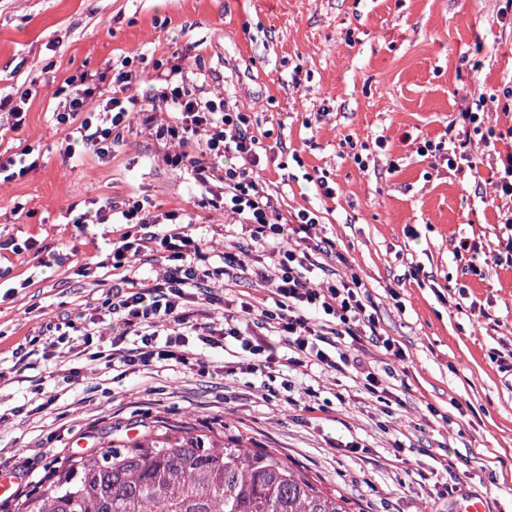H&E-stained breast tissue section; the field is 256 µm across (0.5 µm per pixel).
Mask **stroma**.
<instances>
[{"label": "stroma", "mask_w": 512, "mask_h": 512, "mask_svg": "<svg viewBox=\"0 0 512 512\" xmlns=\"http://www.w3.org/2000/svg\"><path fill=\"white\" fill-rule=\"evenodd\" d=\"M506 0H0V95L28 94L27 120L0 119V149L31 146L40 165L0 181V469L45 482L74 457L152 431L187 429L239 438L283 459L346 512H464L470 495L486 512H512V265L474 275L453 253L464 237L502 251L500 211L488 198L495 158L478 175L453 171L424 142H447L464 109L482 106L483 129L512 152V111L483 94L512 89V10ZM193 68L204 95L236 101L267 155L261 176L282 213L318 215L317 254L327 278L354 268L363 300L407 359L383 405L354 371L281 368L229 374L231 351L204 349L217 370L126 371L33 355L23 376L12 352L59 316L95 307L123 276L152 283L162 253L112 269L122 224L75 218L130 197L194 215L192 179L167 166L135 124L100 160L70 143L54 111L66 80L129 59L133 92L152 93L171 55ZM223 217L189 225L210 263H238L199 302L198 322H218L240 302L268 294L256 266L268 251ZM35 238L17 255L6 241ZM277 397L268 402L267 391ZM52 406L41 408L42 398Z\"/></svg>", "instance_id": "35a3bbf8"}]
</instances>
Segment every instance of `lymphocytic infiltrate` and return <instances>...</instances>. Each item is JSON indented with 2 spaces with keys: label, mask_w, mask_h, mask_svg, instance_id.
Masks as SVG:
<instances>
[{
  "label": "lymphocytic infiltrate",
  "mask_w": 512,
  "mask_h": 512,
  "mask_svg": "<svg viewBox=\"0 0 512 512\" xmlns=\"http://www.w3.org/2000/svg\"><path fill=\"white\" fill-rule=\"evenodd\" d=\"M133 80L132 71L122 67L109 78L102 74L92 78L84 72L71 76L70 91L55 112L57 124L75 129L85 147L103 159L130 131L132 113H145L144 123L153 129L156 141L169 147L164 162L189 172L200 188L201 211L223 214L225 225L245 228L253 241L268 247L271 267L257 268L254 274L258 282L271 285V301L262 306L245 301L222 323H197L192 289L223 281L224 267L207 264L200 241L179 230L181 214L158 211L145 198H130L99 208L95 214L98 223L129 227L112 245L113 269L128 268L148 247L165 254L168 267L152 286L135 282L116 289L90 312L54 323L53 334L42 345L43 358L70 354L108 364H161L205 374L209 364L200 356L199 346L221 348L235 341L246 371L276 364L331 369L343 365L360 375L365 390L390 403L392 393L379 369L360 356L362 342L371 338L385 355L399 361L405 355L393 338L380 332L360 296L363 282L357 274L312 280L309 249L318 218L305 211L291 220L283 218L260 178V142L249 130L246 113L236 111L223 96L198 95L191 70L177 63L157 72V87L148 101L129 95ZM105 81L111 82L112 94L104 98L100 91ZM96 96L101 99L97 118L79 119L88 99ZM161 112L169 116L162 124L157 121ZM111 316L120 318L123 325L111 340V353L93 350L94 336L100 335ZM257 323L284 337L286 356H275L271 346L246 336V329ZM74 332L81 334L80 343L71 341ZM131 336L138 339L132 346L127 343ZM335 336L346 339L338 352L331 349Z\"/></svg>",
  "instance_id": "1"
}]
</instances>
